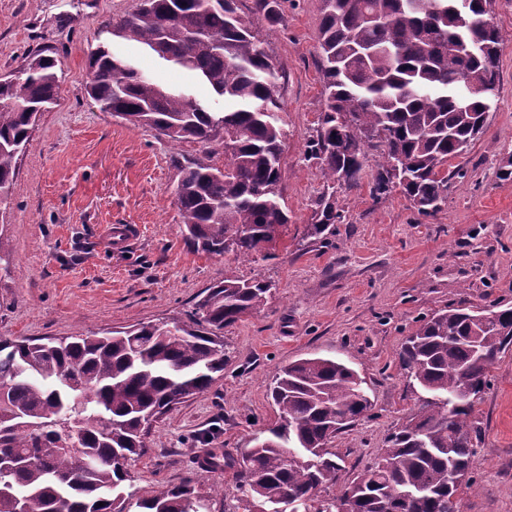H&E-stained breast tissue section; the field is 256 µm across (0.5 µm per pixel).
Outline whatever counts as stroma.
Masks as SVG:
<instances>
[{
    "instance_id": "35a3bbf8",
    "label": "stroma",
    "mask_w": 512,
    "mask_h": 512,
    "mask_svg": "<svg viewBox=\"0 0 512 512\" xmlns=\"http://www.w3.org/2000/svg\"><path fill=\"white\" fill-rule=\"evenodd\" d=\"M134 0H0V76L27 56L51 52L60 62L57 101L42 112L16 163L9 196L0 199V245L11 256L0 277V337L34 338L107 332L186 318L197 296L224 279L261 278L275 286L260 311L225 327L229 359L211 387L154 422L147 452L128 468L140 494L186 477L211 493V512H234L231 471L210 469L211 452L239 457L278 418L269 386L280 368L313 354L344 361L364 379L371 409L333 441L350 482L382 454L388 437L417 411L419 395L399 351L417 321L451 304L512 306V181L498 178L512 152V0H495L503 36L496 106L466 154V173L448 204L420 215L399 192L376 198L370 187L379 148L357 188L340 195L343 219L331 246L309 238L321 167L306 160L324 107L318 42L322 0H285L279 22L254 0H238L282 74L280 125L285 204L292 219L253 262L233 254L191 251L180 233L176 165L224 146L171 145L155 131L100 111L85 93L92 52L107 47L133 58L156 82L186 89L213 111L223 99L192 75L113 36ZM136 232L113 249L104 229ZM483 439L461 487L462 512H512V349L491 371L475 407Z\"/></svg>"
}]
</instances>
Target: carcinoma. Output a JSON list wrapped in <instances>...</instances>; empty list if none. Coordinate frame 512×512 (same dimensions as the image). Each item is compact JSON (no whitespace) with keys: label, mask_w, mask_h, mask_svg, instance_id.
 Returning <instances> with one entry per match:
<instances>
[{"label":"carcinoma","mask_w":512,"mask_h":512,"mask_svg":"<svg viewBox=\"0 0 512 512\" xmlns=\"http://www.w3.org/2000/svg\"><path fill=\"white\" fill-rule=\"evenodd\" d=\"M492 0H323L320 64L325 107L305 159L322 169L307 236L336 235L337 194L359 185L366 148L381 147L374 197L398 187L418 213L448 205L449 161L484 129L496 95L503 43L485 18ZM281 0H255L278 20ZM240 14L236 0H137L112 34L149 48L197 75L224 97L211 112L100 49L89 59L87 94L104 112L129 114L173 144L224 143V166L198 158L178 164L175 195L187 247L222 257H273L267 243L290 223L281 187L279 72ZM469 54L451 47L455 40ZM486 86L464 96L459 79ZM59 92L58 60L40 51L0 82V196L16 175V157L38 113ZM262 279H226L208 287L185 320L141 325L108 336L0 339V512H210L209 497L186 478L142 497L127 463L148 447L151 424L190 395L210 388L227 359L224 327L256 312L271 295ZM512 347V307L450 305L418 320L400 353L426 394L419 411L391 435L383 455L339 496L338 510L317 502L339 479L329 443L370 407L358 373L314 355L273 379L279 409L266 436L233 470L238 508L254 501L282 512H459L479 428L471 420L499 355ZM82 449L78 458L68 451Z\"/></svg>","instance_id":"cac0c4a2"}]
</instances>
